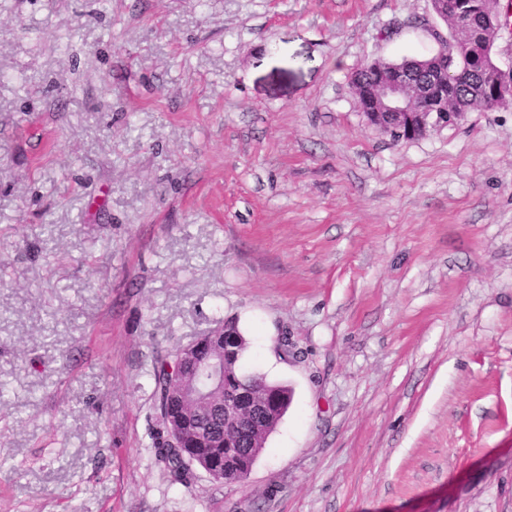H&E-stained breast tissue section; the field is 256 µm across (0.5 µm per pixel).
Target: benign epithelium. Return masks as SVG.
I'll return each mask as SVG.
<instances>
[{
	"label": "benign epithelium",
	"instance_id": "7a95c632",
	"mask_svg": "<svg viewBox=\"0 0 512 512\" xmlns=\"http://www.w3.org/2000/svg\"><path fill=\"white\" fill-rule=\"evenodd\" d=\"M498 33L497 17L482 14L476 25L458 28V41L488 56L489 68L495 76L494 102L512 103V67L504 70L494 58V39L488 33ZM358 102L368 121L379 130H396L423 136L431 129H441L461 120L462 113L448 109V71L434 63L426 68L424 79L391 67L370 83L355 88ZM224 330L217 327L198 337L180 350V358L192 365L194 375L208 377L213 385L224 384L225 354L220 350ZM197 395L193 379L184 378L173 387V399L180 403ZM266 415V404L256 395L238 391L224 397V429H237L249 414ZM181 468L193 471L202 468L212 479L221 481L224 474L204 465L192 454H180Z\"/></svg>",
	"mask_w": 512,
	"mask_h": 512
}]
</instances>
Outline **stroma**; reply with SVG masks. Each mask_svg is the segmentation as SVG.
I'll return each instance as SVG.
<instances>
[{
    "label": "stroma",
    "instance_id": "1",
    "mask_svg": "<svg viewBox=\"0 0 512 512\" xmlns=\"http://www.w3.org/2000/svg\"><path fill=\"white\" fill-rule=\"evenodd\" d=\"M430 0H0V512H512V107L399 143ZM236 320L292 390L248 478L154 453Z\"/></svg>",
    "mask_w": 512,
    "mask_h": 512
}]
</instances>
